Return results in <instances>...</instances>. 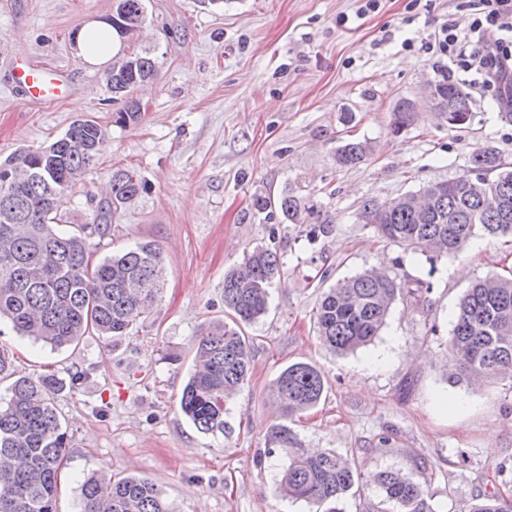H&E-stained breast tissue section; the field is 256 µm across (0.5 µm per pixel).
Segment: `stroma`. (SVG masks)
<instances>
[{
  "instance_id": "stroma-1",
  "label": "stroma",
  "mask_w": 512,
  "mask_h": 512,
  "mask_svg": "<svg viewBox=\"0 0 512 512\" xmlns=\"http://www.w3.org/2000/svg\"><path fill=\"white\" fill-rule=\"evenodd\" d=\"M360 5L146 0L143 32L125 49L149 52L157 75L132 92L139 120L121 123L105 66L85 62L76 44L90 21L112 15L115 0H0V159L50 144L74 121H96L108 141L64 204L60 228L92 223L111 196L113 171H135L145 189L89 248L100 259L150 242L165 267L155 310L126 336H87L54 350L0 321V347L13 354L17 375L68 382L52 396L70 438L58 512H80V485L96 471L150 479L175 512H326V504L280 495L281 460L266 443L281 421L270 383L297 362L326 379L320 403L289 423L301 447L335 450L362 469L340 512L378 506L377 476L388 470L426 484L433 512H460L493 493L512 503V379L473 383L451 367L448 350L464 288L512 268V244L478 236L460 254L436 258L386 243L358 217L364 200L464 174L488 144L512 166V125L476 84L467 88L470 127L449 128L424 106L393 134L395 104L421 99L426 80L448 74L425 44L443 23L463 29L472 15L461 0H381L362 17ZM28 58L69 71L65 97L28 101L13 71L14 60ZM364 140L367 160L337 166L338 146ZM269 189L303 197L332 233L313 241L296 224L270 227L251 208ZM269 243L284 274L268 313L245 329L250 379L228 401L223 433L202 434L180 409L200 332L225 317V272ZM371 268L427 278L432 288L396 300L371 344L334 354L316 333L318 299ZM172 353L180 362L169 361Z\"/></svg>"
}]
</instances>
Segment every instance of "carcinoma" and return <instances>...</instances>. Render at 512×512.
Listing matches in <instances>:
<instances>
[{
  "label": "carcinoma",
  "instance_id": "obj_1",
  "mask_svg": "<svg viewBox=\"0 0 512 512\" xmlns=\"http://www.w3.org/2000/svg\"><path fill=\"white\" fill-rule=\"evenodd\" d=\"M145 21V0H118L112 29L119 41L134 38ZM157 74L149 53L118 50L112 55V102H123L117 121L140 118L130 92ZM436 109L451 128L472 122L470 96L446 78L434 81ZM413 113L404 100L392 110L396 133ZM93 120L73 123L50 145L18 150L0 160V319L14 330L54 349L76 345L86 335L124 336L154 309L163 290L158 248L141 242L121 254L93 259L87 237L106 236L112 215L143 189L129 170L112 174V198L101 204L88 234L61 233V208L107 141ZM370 154L365 141L336 150V163L352 166ZM252 209L269 223L306 224L308 234L326 237L332 225L310 222L313 208L290 192L267 191L253 197ZM360 217L387 242L423 254L452 256L482 233L512 238V171L499 152L486 145L471 157L467 173L433 181L417 192L385 201L367 199ZM283 272L277 249L257 246L224 275V308L230 322L209 323L201 332L192 371L181 397L183 413L204 434L224 433L230 395L251 375L252 341L243 327L268 311L270 288ZM432 288L427 280L408 282L382 269L344 278L323 293L314 313L322 344L336 354L370 344L386 322L397 297ZM448 349L469 376L512 379V270L468 286L459 303ZM12 361L0 351V381L11 380L0 405V512H57V480L66 461L69 438L49 400L50 388L64 387L54 375L12 379ZM326 380L309 363H293L271 384L273 402L286 420L315 407ZM286 460L279 491L302 500L336 501L361 479L356 463L333 450L314 454L298 446L286 424L267 435ZM384 501L397 512H432L425 485L411 476L384 471L378 476ZM82 512H172L162 491L146 478L94 473L81 487ZM464 512H509L495 495L479 498Z\"/></svg>",
  "mask_w": 512,
  "mask_h": 512
}]
</instances>
